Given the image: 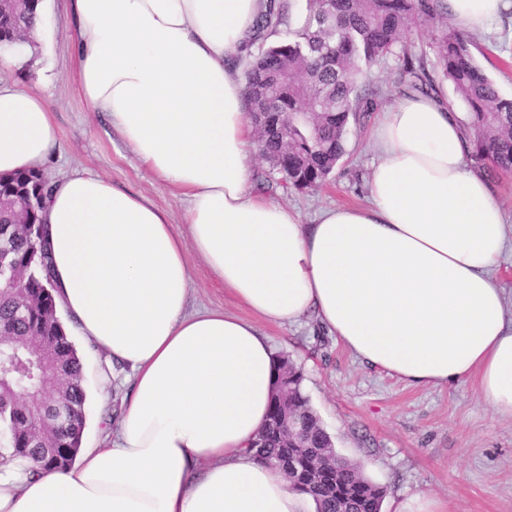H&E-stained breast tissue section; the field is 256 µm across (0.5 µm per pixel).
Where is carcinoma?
<instances>
[{
	"mask_svg": "<svg viewBox=\"0 0 512 512\" xmlns=\"http://www.w3.org/2000/svg\"><path fill=\"white\" fill-rule=\"evenodd\" d=\"M33 11L25 5L0 8V30L10 33L3 43L19 40L32 28ZM291 0H266L256 18L251 42L262 41L245 70V94L252 112L277 113L284 137L259 138L265 155L278 161L276 172L289 187L306 191L324 184L346 154L350 120L375 110L379 89L371 85V69L389 56L399 60V78L410 91L438 94L424 62L405 52L414 24L421 18L448 19L444 0H307L300 24L289 29L288 40L265 46L263 40L290 23ZM471 40L445 27L436 42L443 75L468 107L472 135L471 157L498 175H512V98L502 96L477 65ZM46 195L48 183L32 174L0 177V265L23 273L17 294L0 293V332L3 347L40 363H31L27 376H0V436L5 441L0 461L26 458L43 470L58 471L74 464L86 424L87 393L84 367L77 350L52 315L55 310L47 256L34 241L43 236L37 212L25 214L19 202L37 191ZM38 229L33 234L32 229ZM275 389L268 422L250 449L263 463L282 468L293 457L298 475L292 486L312 496L316 512H336L346 505L352 512H381L385 492L361 471L349 467L347 478L337 477L332 462L321 461L304 448H291L276 423L283 403L311 415L310 446L329 445V436L302 392L303 373L286 355L275 357ZM61 371L62 385L41 395L39 402L22 396L38 381L40 369ZM63 405L70 411L65 423H53L46 433L55 447L45 448L36 434L38 407Z\"/></svg>",
	"mask_w": 512,
	"mask_h": 512,
	"instance_id": "carcinoma-1",
	"label": "carcinoma"
}]
</instances>
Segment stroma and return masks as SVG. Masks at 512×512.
I'll use <instances>...</instances> for the list:
<instances>
[{
  "label": "stroma",
  "instance_id": "obj_1",
  "mask_svg": "<svg viewBox=\"0 0 512 512\" xmlns=\"http://www.w3.org/2000/svg\"><path fill=\"white\" fill-rule=\"evenodd\" d=\"M48 25L55 32L52 55L39 45L10 67L0 68V83L27 84L48 102L57 129V144L41 168L49 181L74 173L106 176L114 184L148 194L183 225L185 198L156 177L131 152L112 127L107 113L89 111L71 58L75 28L67 0H54ZM440 19L423 22L408 43L421 56L435 83L457 111L466 106L436 63ZM477 62L503 96H512V20L493 24L490 33L473 36ZM381 90L376 111L363 123H351L347 153L327 182L299 192L286 188L280 175L264 179L269 169L262 157L252 161V189L259 196L287 204L303 223H314L320 212L336 205L364 202L375 153L370 135L383 112L405 94L396 80L394 60L373 70ZM197 283L191 308L241 307L223 288L209 282L200 261H193ZM275 354H286L301 367L303 389L311 408L331 435L339 456L357 465L382 487V512H396L403 501L419 496L443 502L447 512H512V420L497 416L473 384L416 386L355 359L335 333L315 314L294 324L261 323ZM73 342L84 365L87 422L83 447L105 446L100 424L103 414L119 419L128 387L123 376L102 384V355L92 353L86 340ZM107 405H100V391Z\"/></svg>",
  "mask_w": 512,
  "mask_h": 512
}]
</instances>
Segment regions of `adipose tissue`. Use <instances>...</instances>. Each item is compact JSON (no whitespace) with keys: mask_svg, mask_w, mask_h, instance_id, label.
<instances>
[{"mask_svg":"<svg viewBox=\"0 0 512 512\" xmlns=\"http://www.w3.org/2000/svg\"><path fill=\"white\" fill-rule=\"evenodd\" d=\"M91 111L183 195L186 233L147 195L97 174L55 181L42 213L58 309L131 370L111 445L63 471L0 464V512H315L249 450L268 421L271 339L188 307L190 256L254 316L309 312L357 357L415 385L476 381L512 419V305L493 276L512 227L469 160L463 113L411 94L371 134L367 203L301 223L250 188L255 127L234 65L262 0H70ZM480 34L512 0H446ZM57 140L39 93L0 85V175L39 169Z\"/></svg>","mask_w":512,"mask_h":512,"instance_id":"obj_1","label":"adipose tissue"}]
</instances>
